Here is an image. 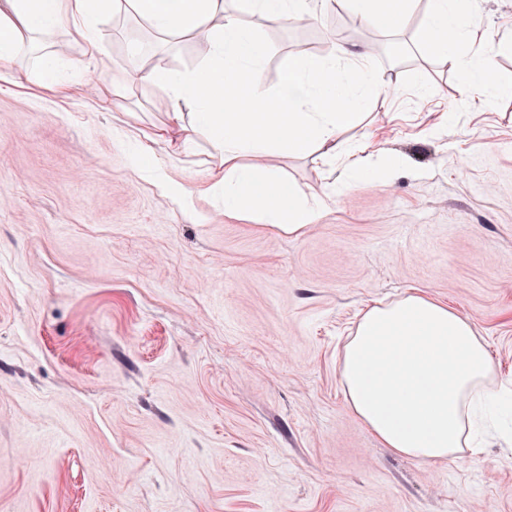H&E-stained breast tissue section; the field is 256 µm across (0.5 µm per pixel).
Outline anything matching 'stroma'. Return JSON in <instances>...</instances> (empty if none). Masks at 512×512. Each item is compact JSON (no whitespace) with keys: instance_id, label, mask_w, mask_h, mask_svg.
<instances>
[{"instance_id":"obj_1","label":"stroma","mask_w":512,"mask_h":512,"mask_svg":"<svg viewBox=\"0 0 512 512\" xmlns=\"http://www.w3.org/2000/svg\"><path fill=\"white\" fill-rule=\"evenodd\" d=\"M464 8L512 82V0ZM424 13L388 34L335 9L240 12L273 49L266 88L289 57L340 45L388 88L343 135L358 158H402L387 184L339 193L346 159L268 158L325 203L298 236L225 215L208 191L220 157L170 122L164 90L113 95L141 70L196 69V36L120 38L136 20L115 15L96 56L49 37L65 92L32 82V53L0 75V512H512V439L406 458L340 383L361 314L416 288L471 320L512 390V97L463 95Z\"/></svg>"}]
</instances>
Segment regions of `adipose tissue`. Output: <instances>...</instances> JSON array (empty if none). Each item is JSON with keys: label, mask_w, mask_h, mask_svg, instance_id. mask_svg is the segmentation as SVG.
Returning a JSON list of instances; mask_svg holds the SVG:
<instances>
[{"label": "adipose tissue", "mask_w": 512, "mask_h": 512, "mask_svg": "<svg viewBox=\"0 0 512 512\" xmlns=\"http://www.w3.org/2000/svg\"><path fill=\"white\" fill-rule=\"evenodd\" d=\"M416 0H336L358 12L366 26L402 29ZM460 0H427L423 40L428 51L462 66L466 92L512 95V84L494 83L493 43L475 49L478 27ZM131 12L159 34L200 35V66L175 75L156 66L134 82L161 85L181 121L194 107V124L206 128L224 171L212 184L224 194V211H249L262 224L297 234L316 223L321 202L279 176L266 157L292 152L330 160L343 149L341 133L379 95L381 83L359 54L340 48L324 59L290 57L280 86L262 87L271 47L225 8V0H0V68H7L25 40L72 30L87 52L100 45L97 17ZM223 16L216 29L209 22ZM493 365L470 320L421 292L406 294L361 315L345 345L341 379L348 408L393 453L421 460L461 452L478 457L486 435L512 416V401L490 388Z\"/></svg>", "instance_id": "ef3b65f1"}]
</instances>
